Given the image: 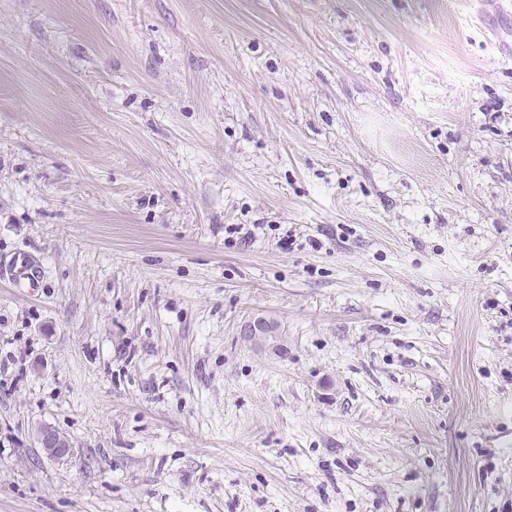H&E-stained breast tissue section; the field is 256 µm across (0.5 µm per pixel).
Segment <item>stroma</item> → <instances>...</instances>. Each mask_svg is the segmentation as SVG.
Returning <instances> with one entry per match:
<instances>
[{
	"instance_id": "obj_1",
	"label": "stroma",
	"mask_w": 512,
	"mask_h": 512,
	"mask_svg": "<svg viewBox=\"0 0 512 512\" xmlns=\"http://www.w3.org/2000/svg\"><path fill=\"white\" fill-rule=\"evenodd\" d=\"M20 253L0 512H504L512 0H0ZM6 274L11 282L21 283L23 280H28L34 283L39 277L40 266L25 254H20L16 262H12ZM35 440L43 454L53 460L66 459L73 452L70 443L56 436L54 430L49 427L38 428L35 434Z\"/></svg>"
}]
</instances>
